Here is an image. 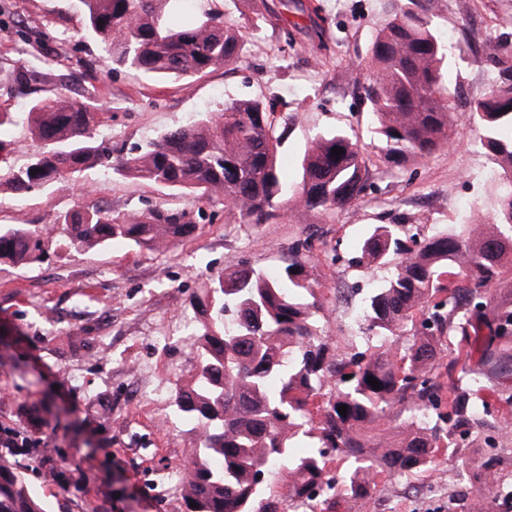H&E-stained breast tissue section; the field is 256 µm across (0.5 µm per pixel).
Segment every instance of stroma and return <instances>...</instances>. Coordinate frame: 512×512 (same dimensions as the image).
<instances>
[{
	"instance_id": "35a3bbf8",
	"label": "stroma",
	"mask_w": 512,
	"mask_h": 512,
	"mask_svg": "<svg viewBox=\"0 0 512 512\" xmlns=\"http://www.w3.org/2000/svg\"><path fill=\"white\" fill-rule=\"evenodd\" d=\"M311 1L292 0L285 8L280 0H254L242 15L234 0H173L172 28L218 12L237 18L255 37L237 64L181 82L106 66L79 0H0V107L18 115L13 162L24 164L35 148L24 110L53 96L61 74L77 76L74 98L98 96L103 115L94 136L110 155L52 188L0 189V225L51 228L59 214L79 205L120 214L160 205L199 212L196 234L161 252L115 242L53 250L39 264L0 262V423L51 441L68 457L62 483L32 482L47 512H186L181 497L160 493L157 481L160 472L190 460L196 432L172 395L195 373L188 340L195 303L225 267L279 269L297 240L311 238L323 302L317 323L342 350L352 339L365 343L364 301L393 271L357 261L373 226L402 223L426 238L493 215L494 164L465 121L452 144L427 158L399 168L374 162L363 198L333 215L295 209L282 198L274 218L243 224L221 203L195 202L113 171L112 158L230 99L273 104L287 188L300 184L301 159L317 135L343 130L372 147L374 119L353 82L368 76L364 60L387 17V0H315L322 8L317 17L308 13ZM273 11L277 25L253 29L257 16ZM433 24L448 49L449 83L482 98L493 80L481 61L482 43L491 35L512 44V0H435ZM22 59L34 69L25 86L13 77ZM509 418L512 407L493 405L492 429L465 440L453 424L442 423L448 451L427 469L379 480L371 497L350 506L343 493L329 492L303 512H468L482 490L462 483L447 460L476 469L492 443L504 460L502 476H512V440L499 430Z\"/></svg>"
}]
</instances>
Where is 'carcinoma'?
I'll return each instance as SVG.
<instances>
[{
	"label": "carcinoma",
	"instance_id": "1",
	"mask_svg": "<svg viewBox=\"0 0 512 512\" xmlns=\"http://www.w3.org/2000/svg\"><path fill=\"white\" fill-rule=\"evenodd\" d=\"M89 31L104 60L145 74L185 80L236 64L248 51V34L223 19L184 29L167 24L172 0H80ZM433 0H402L371 42L369 76L354 88L369 104L383 162L402 166L451 141L460 118L474 121L480 145L498 168L501 191L491 221L461 233L438 232L421 241L403 224H378L360 250L368 263L397 258L395 273L366 300L368 333L383 337L363 351L339 354L324 339L315 315L321 309L308 240L274 274L230 265L199 301L191 332L196 373L175 387L173 403L199 433L180 494L190 512H288L285 501L266 494L262 475L274 469L288 482V499L310 500L332 489V456L353 460L345 492L371 495L377 480L408 477L432 465L441 435L432 419L451 422L461 435L487 424L478 417L464 377L448 382L432 373L441 339L456 344L453 363H476V378L512 404L503 388L512 378V46L485 40L482 59L494 75L485 96L468 101L448 87L446 52L432 25ZM67 76L59 92L28 104L31 134L42 149L26 165L7 157L11 113L0 108V187L15 192L64 182L102 161L91 127L99 122L92 93L69 97ZM280 136L271 106L233 100L195 124L162 134L146 148L116 159L113 169L178 191L195 201H219L242 224L274 217L285 193L277 164ZM342 154H332V148ZM369 154L338 131L318 137L302 160V183L288 205L333 214L360 199ZM63 238L34 224L0 225V259L17 265L40 262L52 245L91 250L112 242L156 252L192 236L189 209L156 207L114 215L100 208L72 209L57 217ZM378 380V390L367 382ZM348 406L347 414L338 406ZM399 406L406 421L393 428L387 409ZM318 424H313L314 416ZM311 440L293 453L292 440ZM13 448H0V512H45ZM36 473L53 483L67 459L59 449H35ZM500 459L486 451L471 479L488 494L507 496L498 481ZM198 507L193 508L191 504Z\"/></svg>",
	"mask_w": 512,
	"mask_h": 512
}]
</instances>
